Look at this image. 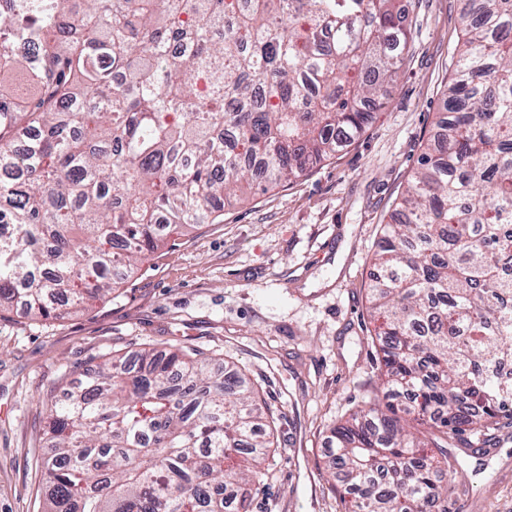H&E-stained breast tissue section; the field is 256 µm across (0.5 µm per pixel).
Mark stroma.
<instances>
[{
    "instance_id": "1",
    "label": "stroma",
    "mask_w": 512,
    "mask_h": 512,
    "mask_svg": "<svg viewBox=\"0 0 512 512\" xmlns=\"http://www.w3.org/2000/svg\"><path fill=\"white\" fill-rule=\"evenodd\" d=\"M402 3L409 57L353 144L219 223L174 230L108 298L57 319L0 314V512H38L50 390L112 350L172 344L245 366L279 417L253 512H343L325 438L376 390L371 258L436 130L466 24L463 0ZM448 460V512H512V426Z\"/></svg>"
}]
</instances>
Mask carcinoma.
Segmentation results:
<instances>
[{
    "instance_id": "carcinoma-1",
    "label": "carcinoma",
    "mask_w": 512,
    "mask_h": 512,
    "mask_svg": "<svg viewBox=\"0 0 512 512\" xmlns=\"http://www.w3.org/2000/svg\"><path fill=\"white\" fill-rule=\"evenodd\" d=\"M456 67L373 257L385 395L327 436L345 512H448V452L512 425V0H467ZM25 43L30 55L9 52ZM398 0H5L0 310L62 315L363 132L409 51ZM31 130L21 151L14 142ZM274 413L246 369L115 350L52 400L45 512H250Z\"/></svg>"
}]
</instances>
